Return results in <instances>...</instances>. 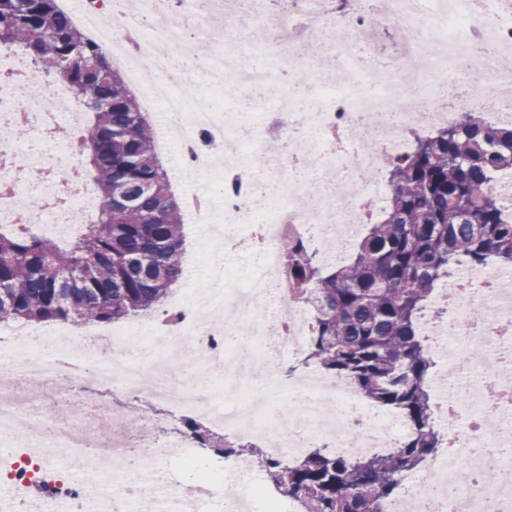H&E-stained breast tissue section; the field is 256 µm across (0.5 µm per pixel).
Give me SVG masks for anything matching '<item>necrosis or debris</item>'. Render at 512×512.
I'll use <instances>...</instances> for the list:
<instances>
[{
	"label": "necrosis or debris",
	"mask_w": 512,
	"mask_h": 512,
	"mask_svg": "<svg viewBox=\"0 0 512 512\" xmlns=\"http://www.w3.org/2000/svg\"><path fill=\"white\" fill-rule=\"evenodd\" d=\"M193 0L198 27L222 32L227 47L239 41L230 16L247 11L257 20L254 46L260 56L287 67L291 79L313 90L307 111L282 95L268 117L265 143L244 174L237 194L224 199L220 244L225 256H257L254 287L230 281L223 262L208 265L205 287L184 292L163 317H146L129 331L0 326V446L12 449L0 482L42 493L46 501L69 498L73 512H184L185 504L210 512H294L257 478L251 462L217 466L201 461L193 439L174 431L178 417L192 416L210 429L266 439L268 457L295 459L329 446L339 453L388 452L409 426L397 413L359 396L345 380L311 368L288 381L274 363L300 360L311 336L314 309L296 299L280 251L284 237L339 260L350 246L353 225L381 212L387 158L404 154L414 140L458 122L475 108L503 121L512 118V71L501 60L512 51V0ZM75 24L109 41L117 23L136 25L137 47L119 57L145 104L162 102V127L179 139L183 155L200 168L213 167L196 153V135L217 137L236 126L229 113L204 99L175 93L174 62L183 55L195 67L222 70L220 54L204 51L184 20L155 26L151 18L167 0H112L99 18L90 0H63ZM400 26L408 40L393 68L370 67L376 30ZM372 123L373 139L358 140L360 124ZM80 131L86 119L69 87L46 84L20 51L0 46V223L35 224L79 232L100 202L89 181L66 174L75 162L59 126ZM24 130L16 138L14 130ZM29 178L16 185L14 173ZM372 180H365V171ZM26 197L18 208V197ZM248 235H241L243 226ZM512 270L494 267L474 276L462 267L454 283L438 286L422 322L441 368L429 382L444 438L438 466L403 475L398 494L382 512H512ZM230 373L216 396L201 365ZM253 382L251 391L241 381ZM108 389V403L89 400L90 387ZM160 400L157 416L128 408V399ZM66 449L54 474L46 456ZM179 460L180 469L169 468ZM94 462L109 482L101 498L92 486L76 489L73 478ZM164 475V487L143 484L141 472Z\"/></svg>",
	"instance_id": "necrosis-or-debris-1"
}]
</instances>
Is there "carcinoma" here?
Instances as JSON below:
<instances>
[{
    "label": "carcinoma",
    "mask_w": 512,
    "mask_h": 512,
    "mask_svg": "<svg viewBox=\"0 0 512 512\" xmlns=\"http://www.w3.org/2000/svg\"><path fill=\"white\" fill-rule=\"evenodd\" d=\"M0 45L19 47L42 77L76 92L92 116L76 144L79 155L89 154L82 176L101 193L96 220L66 247L35 224L0 229V322L110 323L158 310L183 277L184 206L171 192L138 100L58 0H0ZM385 168L383 218L371 224L350 264L322 269L290 237L280 248L294 295L314 293L303 364L396 410L410 426L407 438L390 453L316 448L285 464L269 458L261 442L232 441L183 417L198 447L255 460L275 491L304 512H381L401 476L436 451L430 350L419 314L455 268L512 266V213L491 186L496 174L512 172V123L466 115Z\"/></svg>",
    "instance_id": "cac0c4a2"
}]
</instances>
